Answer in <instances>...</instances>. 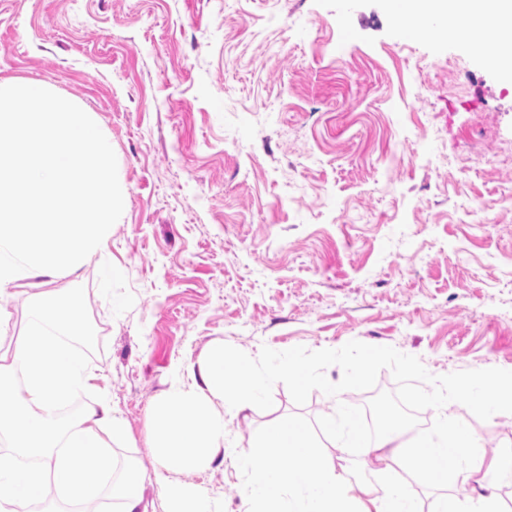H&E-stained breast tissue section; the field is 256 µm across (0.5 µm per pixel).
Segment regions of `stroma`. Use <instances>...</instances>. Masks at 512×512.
<instances>
[{
	"instance_id": "obj_1",
	"label": "stroma",
	"mask_w": 512,
	"mask_h": 512,
	"mask_svg": "<svg viewBox=\"0 0 512 512\" xmlns=\"http://www.w3.org/2000/svg\"><path fill=\"white\" fill-rule=\"evenodd\" d=\"M0 81L73 99L116 154L108 249L52 283L96 331L85 358L123 418L115 465L155 468L151 407L219 344L358 340L437 376L512 369V83L465 44L404 38L387 0H0ZM44 286L8 290L6 336ZM351 396L299 406L275 384L270 409L228 419L231 454L168 477L243 512L248 457L290 421L360 482L361 449L330 437ZM446 413L485 460L512 449L511 416ZM394 474L422 512L456 496L421 467Z\"/></svg>"
}]
</instances>
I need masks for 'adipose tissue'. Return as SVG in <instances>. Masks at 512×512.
<instances>
[{
  "mask_svg": "<svg viewBox=\"0 0 512 512\" xmlns=\"http://www.w3.org/2000/svg\"><path fill=\"white\" fill-rule=\"evenodd\" d=\"M389 6L407 35L421 19L456 27L512 18V0H389ZM80 313L76 298L42 291L28 332L12 347L0 349V434L13 440L12 450L0 452V508L17 512L40 501L49 485L77 501L92 498L114 468L109 443L121 436L122 420L102 393V375L66 342L80 326ZM275 372L297 385L311 378L307 369L290 360L273 367L228 361L217 354L190 371L189 382H174L149 419L158 470L209 469L227 449V417L260 402ZM77 391L97 392L101 398L74 420H61L58 408ZM355 418L346 407L334 421L332 437L338 447H364L378 461L416 460L435 482L450 479L461 487L476 481L483 469V459L473 452L476 437L467 428L449 424L447 415H439L432 433L415 444L399 427L376 442L361 443ZM267 437L271 453L251 459L258 477L244 496L245 512H419L415 495L386 473L359 482V499L351 501L348 492L339 489L343 479L335 464L316 454L298 424H272ZM284 457L292 460L291 470L281 468ZM451 458L456 461L452 471L447 468ZM149 478L148 471L131 462L124 475L109 484L121 512H139ZM165 497L166 512H215L208 494L192 484L166 482Z\"/></svg>",
  "mask_w": 512,
  "mask_h": 512,
  "instance_id": "1",
  "label": "adipose tissue"
}]
</instances>
